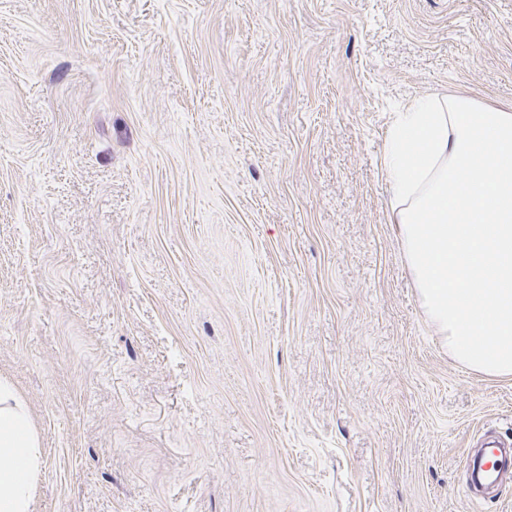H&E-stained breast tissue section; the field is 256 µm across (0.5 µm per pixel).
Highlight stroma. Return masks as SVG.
I'll use <instances>...</instances> for the list:
<instances>
[{
    "mask_svg": "<svg viewBox=\"0 0 512 512\" xmlns=\"http://www.w3.org/2000/svg\"><path fill=\"white\" fill-rule=\"evenodd\" d=\"M512 109V0H0V378L33 512H512V378L416 302L380 160ZM512 443L491 445L467 457L468 490L472 487L512 482Z\"/></svg>",
    "mask_w": 512,
    "mask_h": 512,
    "instance_id": "35a3bbf8",
    "label": "stroma"
}]
</instances>
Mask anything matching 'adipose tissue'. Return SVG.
<instances>
[{
	"label": "adipose tissue",
	"mask_w": 512,
	"mask_h": 512,
	"mask_svg": "<svg viewBox=\"0 0 512 512\" xmlns=\"http://www.w3.org/2000/svg\"><path fill=\"white\" fill-rule=\"evenodd\" d=\"M418 304L469 371L512 376V110L465 97L416 98L383 155ZM42 439L0 379V512H31Z\"/></svg>",
	"instance_id": "obj_1"
}]
</instances>
